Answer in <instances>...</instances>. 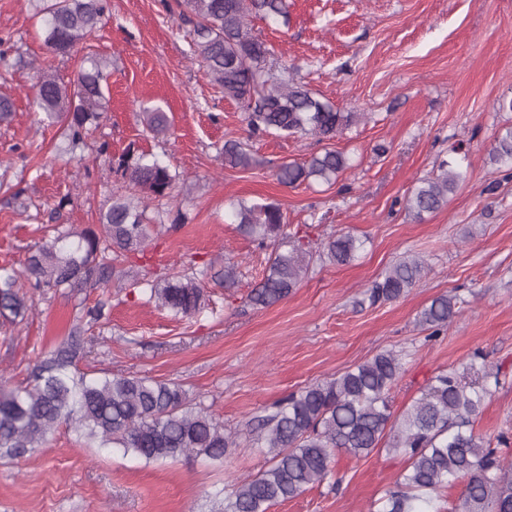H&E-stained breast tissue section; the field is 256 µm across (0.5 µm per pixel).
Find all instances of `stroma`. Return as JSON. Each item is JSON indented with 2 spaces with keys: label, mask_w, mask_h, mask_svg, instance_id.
Returning a JSON list of instances; mask_svg holds the SVG:
<instances>
[{
  "label": "stroma",
  "mask_w": 512,
  "mask_h": 512,
  "mask_svg": "<svg viewBox=\"0 0 512 512\" xmlns=\"http://www.w3.org/2000/svg\"><path fill=\"white\" fill-rule=\"evenodd\" d=\"M288 19H253L280 65L316 95L361 119L333 140L249 138L243 110L210 84L192 37L161 0H109L95 35L68 56L43 43L40 0H0V94L15 112L0 125V266L21 267L46 224L97 228L101 209L128 193L100 159L128 147L170 164L191 194L174 189L150 211L174 224L145 253L121 263L102 288L36 292L21 323L0 325V380L23 381L35 361L86 328L93 342L79 366L178 384L208 409L236 444L223 464L201 456L146 462L116 448L84 447L59 426L35 452L0 458V512H222L237 478L268 465L250 427L289 393L343 374L382 351L404 359L392 391L402 413L438 372L481 355L506 374L475 431L512 438V168L493 163L497 138L512 128V0H288ZM106 61L105 111L82 158L62 152L58 127L33 106L39 71L72 81L89 58ZM158 106L171 128L152 136L142 109ZM228 140L248 141V169L225 167ZM350 166L331 185L279 184L277 167L324 149ZM448 161L465 179L441 209L414 216L405 199L417 181ZM278 202L288 234L320 243L348 233L364 239L345 265L313 257L288 299L256 309L246 302L273 243L258 245L230 224L238 200ZM428 271L404 297L370 303L367 294L399 259ZM235 264L233 285L216 274ZM205 272L193 314L147 301L169 267ZM456 295L459 317L437 337L420 312ZM106 320L86 323L97 301ZM406 467L380 448L365 458L339 454L333 474L269 512H371Z\"/></svg>",
  "instance_id": "stroma-1"
}]
</instances>
